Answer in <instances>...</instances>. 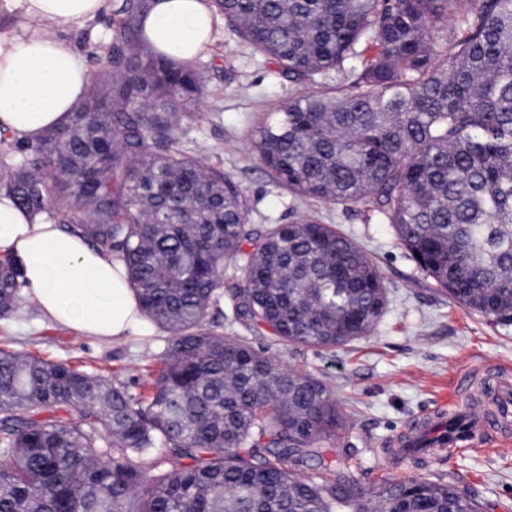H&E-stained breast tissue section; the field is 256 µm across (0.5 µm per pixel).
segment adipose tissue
Wrapping results in <instances>:
<instances>
[{
    "label": "adipose tissue",
    "mask_w": 512,
    "mask_h": 512,
    "mask_svg": "<svg viewBox=\"0 0 512 512\" xmlns=\"http://www.w3.org/2000/svg\"><path fill=\"white\" fill-rule=\"evenodd\" d=\"M5 2L26 22L0 35V130L33 143L66 122L88 86L84 64L57 28L96 19L106 0ZM143 16L154 52L189 62L212 39L210 0H147ZM0 256L18 261L22 296L50 321L103 340L140 333L144 320L118 256L31 216L2 189Z\"/></svg>",
    "instance_id": "adipose-tissue-1"
}]
</instances>
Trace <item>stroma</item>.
Masks as SVG:
<instances>
[{
  "label": "stroma",
  "mask_w": 512,
  "mask_h": 512,
  "mask_svg": "<svg viewBox=\"0 0 512 512\" xmlns=\"http://www.w3.org/2000/svg\"><path fill=\"white\" fill-rule=\"evenodd\" d=\"M106 17L63 35L78 51L89 72L100 66V47L110 40ZM206 67V92L195 105L211 121L192 130L190 150L206 151L242 188L249 224L288 223L294 216L286 189L267 176L251 152V119L288 98L294 88L279 79L264 58L252 56L224 25L199 58ZM325 223L352 236L380 267L389 306L373 332L324 354L300 347L281 349L265 329L249 339L288 364L322 379L347 415L348 427L336 439L326 461L343 448L355 449L358 466L351 475L369 487L384 475L396 479L437 473L454 480L481 504L482 512H512V433L483 438L480 449L459 448L448 458L430 455L424 467L389 468L383 455L388 441L421 419L436 395L462 371L472 372V394L502 365H512V325L493 323L452 300L426 279L399 245L392 225L376 213L338 205L323 207ZM53 360H68L127 383L139 378L167 346V335L150 328L121 341H104L42 319L22 303L13 317L0 320V345Z\"/></svg>",
  "instance_id": "obj_1"
}]
</instances>
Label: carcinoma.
<instances>
[{
	"instance_id": "cac0c4a2",
	"label": "carcinoma",
	"mask_w": 512,
	"mask_h": 512,
	"mask_svg": "<svg viewBox=\"0 0 512 512\" xmlns=\"http://www.w3.org/2000/svg\"><path fill=\"white\" fill-rule=\"evenodd\" d=\"M213 6L297 87L254 122L251 148L300 217L253 227L232 177L183 149L203 71L146 50L142 0H123L68 121L35 144L0 136V188L117 253L168 344L138 394L1 347L0 512H481L442 476L364 489L326 463L347 425L335 394L212 310L226 302L230 325L289 349L369 335L383 276L322 222L331 203L378 213L435 286L512 324V0ZM18 277L1 258L0 320L22 301Z\"/></svg>"
}]
</instances>
